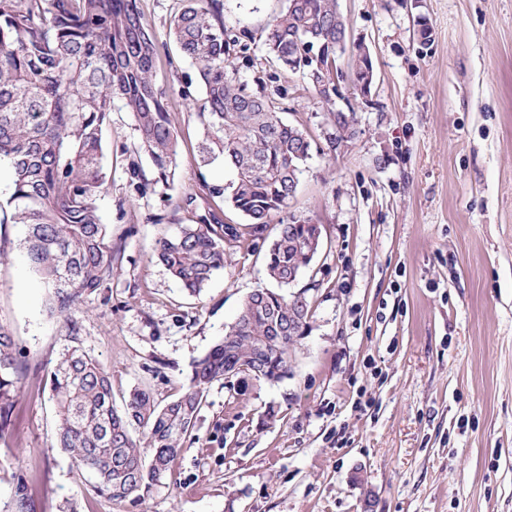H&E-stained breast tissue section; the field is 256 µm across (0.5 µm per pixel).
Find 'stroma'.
Returning a JSON list of instances; mask_svg holds the SVG:
<instances>
[{
  "label": "stroma",
  "instance_id": "1",
  "mask_svg": "<svg viewBox=\"0 0 512 512\" xmlns=\"http://www.w3.org/2000/svg\"><path fill=\"white\" fill-rule=\"evenodd\" d=\"M222 2L228 26L256 34L282 6ZM139 7L178 165L168 185L138 195L136 174L154 167L114 102L99 201L112 277L83 295L76 335L49 311L22 226L0 224V325L25 367L0 438V512L18 455L36 512H512V0H338L374 81L361 96L344 70L356 136L336 158L312 153L296 189L292 211L320 225L321 248L290 287L312 316L287 377L213 381L172 475L141 500L94 493L57 448L47 376L71 337L107 368L115 403L135 387L164 403L246 296L272 285L274 224L197 297L151 257L161 234L199 215L245 218L211 192L231 169L199 162L205 95L169 36L181 0ZM279 88L283 118L322 143L330 106L291 72L265 93Z\"/></svg>",
  "mask_w": 512,
  "mask_h": 512
}]
</instances>
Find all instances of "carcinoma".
<instances>
[{
	"label": "carcinoma",
	"instance_id": "obj_1",
	"mask_svg": "<svg viewBox=\"0 0 512 512\" xmlns=\"http://www.w3.org/2000/svg\"><path fill=\"white\" fill-rule=\"evenodd\" d=\"M170 36L195 62L208 111L200 113L206 138L200 164L217 159L234 178L217 193L248 221L213 224L204 215L175 236L156 240L153 257L189 294L200 295L213 273L267 224L279 232L267 253V274L278 288H258L215 345L192 366L180 394L164 405L144 388L122 407L113 403L108 370L80 347L59 352L50 376L57 446L93 488L114 502L141 497L168 477L192 432L204 393L226 375H251L267 348L264 379L288 375L294 345L288 320L305 328L311 306L305 293L287 296L288 275L308 264L296 244L309 228L289 212V193L311 155L306 132L280 116L275 99L250 92L235 60L262 51L269 64L301 72L318 98L336 97V65L347 52L348 28L337 0H285L260 39L246 29L228 33L220 0H185ZM158 47L139 0H0V160H7L13 192L0 205V223L24 227L21 246L50 290L51 312L76 331L80 298L112 277V241L98 201L105 189L102 135L118 98L131 112L139 148L152 159L151 180L137 175L145 195L173 179L178 132L154 84ZM355 77L372 64L351 53ZM353 115L338 109L324 133L322 154L353 138ZM23 369L11 333L0 325V438L21 396ZM9 512H34L28 479L14 488Z\"/></svg>",
	"mask_w": 512,
	"mask_h": 512
}]
</instances>
